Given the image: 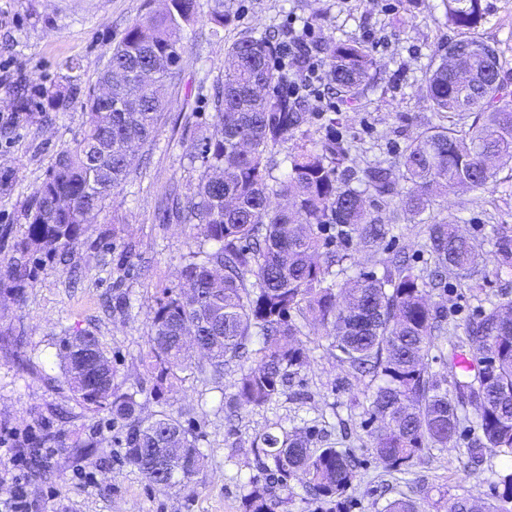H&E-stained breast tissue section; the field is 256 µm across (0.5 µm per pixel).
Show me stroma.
<instances>
[{"label":"stroma","mask_w":512,"mask_h":512,"mask_svg":"<svg viewBox=\"0 0 512 512\" xmlns=\"http://www.w3.org/2000/svg\"><path fill=\"white\" fill-rule=\"evenodd\" d=\"M163 0H0V125L16 108L25 88L32 115L0 135V432L18 437L51 433L59 448L44 451L47 475L28 482L33 512H245L246 498L270 478L254 458L256 434L282 426L314 429L316 447L331 446L355 456L358 477L338 501L312 499L291 482L288 512H382L396 498L416 501L423 512H446L454 497L499 504L501 475L512 472L494 449L470 459L481 436L475 407L461 414L458 436L444 448L424 450L406 474L388 471L375 456L382 421L370 418L369 400L380 378L352 371L323 330L304 336L306 360L272 403L242 413L222 406L241 376L224 370L223 388L186 372L173 388L154 395L147 372L149 309L162 289L177 287L183 255L195 249L189 225L170 210L173 197L189 196L203 170L202 139L211 127V99L224 75V49L238 38L275 34L288 38L293 23L311 21L321 38L364 40L376 63L375 80L361 100L346 106L326 84L306 96L311 118L296 140L334 135L350 147L349 166L361 169L395 161L417 132L442 124L425 98V81L438 46L459 32L443 0H224V25L207 20L186 26L181 79L167 87L169 107L155 137L139 147L126 182L107 198L103 210L69 249V264L40 263L20 298L9 293L6 272L12 244L26 223L25 212L57 154L80 137L87 114L85 95L96 88L109 51L129 24L161 9ZM477 28L503 60L502 78L512 90V0H483ZM75 72H68L70 63ZM75 75L78 93L62 108L48 95L67 90ZM432 217L457 220L484 258L498 235L512 230V161L498 174L492 193L451 192L438 197ZM419 224H396L384 247L404 252L415 271L427 255ZM132 258H125V250ZM433 301L448 309V336L462 335L481 303L456 281L435 291ZM89 332L112 360V383L139 390L143 416L170 412L189 422L207 456L193 490L150 487L124 458L121 429L110 415L88 410L64 383L55 344L61 336ZM100 434L101 455L84 444ZM92 467L95 482L82 487L74 471Z\"/></svg>","instance_id":"1"}]
</instances>
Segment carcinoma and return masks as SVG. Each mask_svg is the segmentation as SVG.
<instances>
[{
  "instance_id": "1",
  "label": "carcinoma",
  "mask_w": 512,
  "mask_h": 512,
  "mask_svg": "<svg viewBox=\"0 0 512 512\" xmlns=\"http://www.w3.org/2000/svg\"><path fill=\"white\" fill-rule=\"evenodd\" d=\"M448 19L462 36L439 47L425 93L430 108L451 120L430 127L407 144L388 166L342 167L349 150L328 137L298 143L283 161L277 147L293 139L306 120L302 101L282 91L284 75L266 36L244 35L224 49V79L212 105V131L204 137V170L181 210L198 231L199 245L180 271L187 289L170 290L150 308V372L156 387L172 386L184 371L221 385L230 364L242 368L235 390L224 396L235 412L272 402L305 362L300 336L319 325L342 360L382 378L369 412L389 428L377 438L376 456L404 473L426 448L448 445L459 412L478 410V447L512 457V295L488 300L453 345L450 368L464 350L473 367L452 373L451 383L429 371L424 358L448 333V310L431 293L454 280L473 296L484 292L483 255L447 219L423 221L436 197L450 190L490 191L496 162L512 158V94L500 79V55L463 51L481 41L482 0H445ZM199 0H166V9L132 23L110 54L112 68L99 82L112 84V100L89 94L83 101L86 128L60 151L36 188L26 228L13 244L8 276L14 296L33 277L30 259L64 252L84 232L88 217L131 173L128 144L154 137L168 108L161 88L180 77L184 26L195 20ZM327 90L352 104L374 80L373 57L359 39L325 43ZM285 171L277 176L280 166ZM358 181L363 188L352 186ZM424 224L430 271H414L398 257L382 260L383 274L367 273L337 283L352 255L330 249V227L358 251L378 252L389 223ZM497 269L512 271V235L499 236ZM199 336L204 361L194 363L180 336ZM87 352L60 338L56 357L71 391L94 410H106L125 427V456L158 490H193L205 467L198 437L180 419L161 412L140 416L137 392L112 385L111 360L91 333ZM253 361L256 366H246ZM181 451L178 481L157 449ZM256 462L273 464L278 484L254 492L249 512H286L288 480L321 500L346 493L357 477L351 456L333 447L313 448L297 431L280 428L256 435ZM498 512L491 503L455 498L448 512Z\"/></svg>"
}]
</instances>
